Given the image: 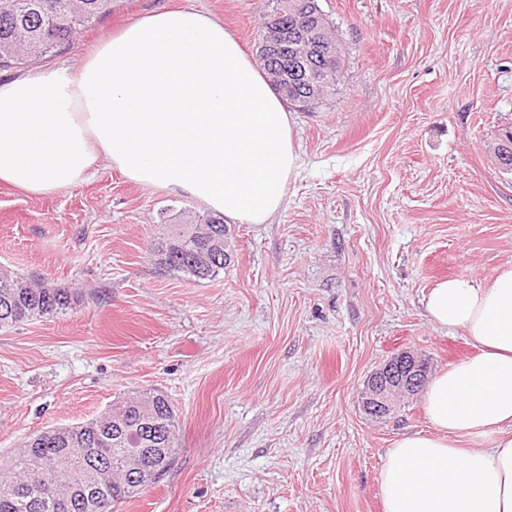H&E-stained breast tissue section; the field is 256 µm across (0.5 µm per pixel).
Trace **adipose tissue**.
I'll use <instances>...</instances> for the list:
<instances>
[{"instance_id": "adipose-tissue-1", "label": "adipose tissue", "mask_w": 512, "mask_h": 512, "mask_svg": "<svg viewBox=\"0 0 512 512\" xmlns=\"http://www.w3.org/2000/svg\"><path fill=\"white\" fill-rule=\"evenodd\" d=\"M296 160L284 98L222 22L192 7L141 17L77 70L0 80V182L31 194L80 185L104 162L225 220L263 224ZM424 314L465 330L476 353L430 381V433L388 449L384 512H512V265L440 282ZM464 435L489 442L462 448Z\"/></svg>"}]
</instances>
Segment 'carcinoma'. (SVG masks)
<instances>
[{
	"mask_svg": "<svg viewBox=\"0 0 512 512\" xmlns=\"http://www.w3.org/2000/svg\"><path fill=\"white\" fill-rule=\"evenodd\" d=\"M0 0V69L22 68L36 57L26 43L16 39L19 25L29 36L43 42L41 56L68 47L82 30L112 14V0ZM308 19L303 34L312 38L316 55H324L322 79L304 86L284 80L281 50L259 42V59L276 89L291 104L308 111L335 89L341 61L330 59L339 39L322 13L318 0H271L262 28H274L290 47L300 38L295 25ZM151 252L158 268L192 280H212L226 262L214 256L233 253L230 228L224 217L209 215L198 224H171L154 241ZM76 303L68 285L46 282L33 285L7 270H0V328L64 314ZM154 424V434L140 431L142 422ZM179 447L173 403L162 393L145 392L112 403L106 417H95L64 429L55 427L28 437L23 449L8 458L0 472V512H114L116 506L137 497L143 488L126 471L124 456L129 448L143 449L144 463L158 466L175 457ZM87 458L111 465L108 484L85 494L68 470L52 469L59 457Z\"/></svg>",
	"mask_w": 512,
	"mask_h": 512,
	"instance_id": "obj_1",
	"label": "carcinoma"
}]
</instances>
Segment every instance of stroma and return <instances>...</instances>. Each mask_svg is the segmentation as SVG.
<instances>
[{"label": "stroma", "instance_id": "stroma-1", "mask_svg": "<svg viewBox=\"0 0 512 512\" xmlns=\"http://www.w3.org/2000/svg\"><path fill=\"white\" fill-rule=\"evenodd\" d=\"M343 46L336 89L293 111L285 204L235 224L219 277L159 271L147 245L192 224V199L100 164L46 196L0 183V269L73 288L67 314L0 329V458L116 398L173 402V467L117 512H383L400 435L430 432L422 396L384 419L360 392L399 350L439 374L473 355L423 301L448 278L512 263V0H318ZM221 21L249 57L267 0H113L39 66L78 67L161 8Z\"/></svg>", "mask_w": 512, "mask_h": 512}]
</instances>
